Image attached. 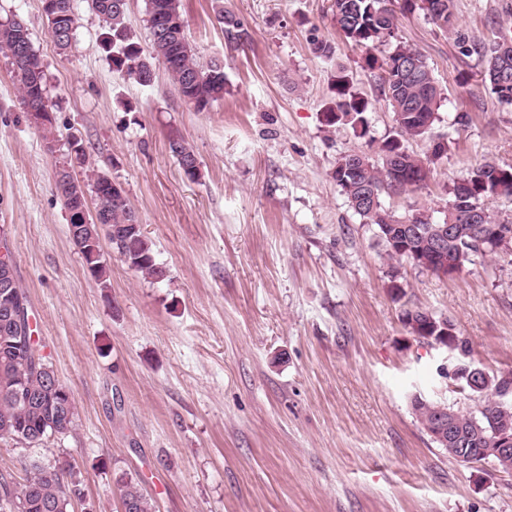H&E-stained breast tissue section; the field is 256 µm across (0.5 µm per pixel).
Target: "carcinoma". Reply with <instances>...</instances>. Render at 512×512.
I'll use <instances>...</instances> for the list:
<instances>
[{"mask_svg": "<svg viewBox=\"0 0 512 512\" xmlns=\"http://www.w3.org/2000/svg\"><path fill=\"white\" fill-rule=\"evenodd\" d=\"M90 8L103 18L108 31L102 36L101 45L112 63V70L134 79L142 86L153 82L154 68L163 66L182 99L196 111L204 112L212 104L224 98V63L212 60L202 63L190 40L182 14L181 0H148L145 22L153 28L154 8L160 7L169 17L181 21V28L168 43L152 41L151 52L144 54L127 25V0H88ZM388 0H334L336 23L344 37L366 51L365 62L371 69L380 70L378 90L394 114L395 135L383 141L378 159L360 153L356 172L345 171L343 162L349 155L336 162L334 180L352 211L361 223L370 225L375 236L385 247L390 271L397 270L403 261L413 262L405 248L397 245L407 233V225L394 220V215L384 206V197L421 190L430 179V165L446 152L447 145L436 142L429 155L420 157L408 150L405 142L424 137L439 119L443 93L425 56L403 43L396 44L394 51L401 58H410L417 64L416 74L411 75L390 65L392 56L380 60L371 54L376 42L393 37L395 30L394 10ZM442 9L427 16L442 30L456 34V41L464 55L477 54L486 59L485 82L498 101L512 105V48L501 55L503 45H512V39L499 35L487 43H468L457 33L454 26L455 0H436ZM32 47L31 33L21 19L0 24V50H10L15 39ZM19 82L20 99L28 97L43 109H53L44 76L34 85L26 74L15 69ZM369 102L350 91L347 76L336 80L335 107L326 116L330 125H341L338 114H354L348 126L359 137L365 136L369 121ZM170 152L180 167L196 160L193 149L183 140L173 139ZM85 152L76 153L75 161L59 167L62 178L55 181V189L63 207L70 209L77 204L87 205L86 193L92 194L95 220L101 224L99 240L94 245L72 239L82 256L89 274L101 284L107 282V264L103 259L104 247L118 253L127 266L146 278L162 280L166 269L156 261L154 252L142 230H128L126 225L136 221L135 212L125 192H114L106 187L110 178L97 171L85 180L75 174L74 166H84ZM372 187L378 192L376 204L360 202L363 190ZM448 196L446 211H462L477 203L481 211L480 223L496 230L492 239H483L473 232L472 225L458 224L456 232L448 236V252L464 268L475 258L505 261L512 265V210L495 208L500 197L512 198V165L485 162L466 175L452 180L445 186ZM442 223L428 214L419 220L420 235L410 240V246L420 247L424 238H433ZM124 234L112 237V230ZM9 281L10 287H0V443L16 444L23 438L28 445H38L52 434H64L72 426L76 407L73 392L61 384L48 357L40 352L39 340L27 344V326L8 319L10 308L19 303H29L26 290L20 285L15 266L0 263V283ZM430 330L419 334V339L432 345L441 339L443 327H448V345L466 351L467 342L460 339L454 325L446 318L433 316ZM465 365L455 370L457 378L464 381L469 391L481 398L477 412L456 410L441 401L414 400L415 414L426 430H431L442 411L450 413L460 439L439 444L455 459L468 457L469 463L485 459L488 448L499 447V434L504 426L512 428V377L492 373L491 385L475 388V381L463 374ZM30 475L15 491V498L0 495V512H71L72 502L67 492L84 490L81 472L70 465L29 463ZM121 504L127 512H156L154 500L141 484L131 478L118 480Z\"/></svg>", "mask_w": 512, "mask_h": 512, "instance_id": "cac0c4a2", "label": "carcinoma"}]
</instances>
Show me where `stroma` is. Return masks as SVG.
<instances>
[{
  "label": "stroma",
  "instance_id": "obj_1",
  "mask_svg": "<svg viewBox=\"0 0 512 512\" xmlns=\"http://www.w3.org/2000/svg\"><path fill=\"white\" fill-rule=\"evenodd\" d=\"M332 3L182 0L201 61H224L223 99L198 112L164 68L147 87L113 72L87 0H73L64 51L41 0H0V21L30 30L56 134L47 147L0 51V230L76 406L66 434L0 444L11 485L27 461H68L86 494L73 512H121L123 476L141 478L156 512H512V473L449 456L412 406L418 395L477 410L454 374L462 359L512 373V265L479 258L444 277L405 263L393 292L383 246L333 173L342 155H377L395 123ZM455 4L470 39L512 35V0ZM221 8L243 39L225 36ZM321 40L332 58L316 54ZM398 40L426 56L444 92L439 121L408 147L424 156L448 140L426 189L386 199L402 221L441 211L445 186L480 163L512 165V106L486 86L483 59L461 55L421 11L399 15L395 40L371 53ZM341 71L370 102L361 138L326 123ZM72 135L124 188L165 280L110 250L107 285L87 272L54 187ZM173 138L192 146L198 179L171 155ZM416 308L447 317L467 354L411 334L402 315Z\"/></svg>",
  "mask_w": 512,
  "mask_h": 512
}]
</instances>
